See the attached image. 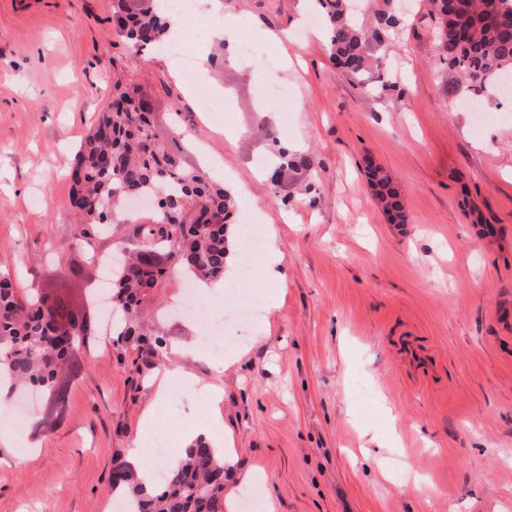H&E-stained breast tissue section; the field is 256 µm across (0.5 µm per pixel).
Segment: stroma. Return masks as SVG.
<instances>
[{
	"mask_svg": "<svg viewBox=\"0 0 512 512\" xmlns=\"http://www.w3.org/2000/svg\"><path fill=\"white\" fill-rule=\"evenodd\" d=\"M399 33L362 77L328 60L310 0H224L264 37L288 42L266 58L209 69L233 100L227 125L201 124L161 53L132 58L112 31V0H0V271L22 292L65 293L102 319L97 256L127 239L113 225L96 257L70 249L68 172L112 101L136 85L159 134L180 144L176 114L196 128L190 166L218 164L246 190L266 249L260 280L239 293L263 304L258 324L233 322L223 363L192 351L195 324L169 281L143 304L166 345L114 343L99 333L85 368L61 375L63 414L37 403L38 433L0 410V512H114V469L132 462L146 417L184 448L212 426L236 462L224 512H512V95L470 96L440 61L421 0H398ZM288 99L268 95L270 78ZM502 113L476 133L477 110ZM304 154L280 203L272 139ZM384 168L407 221L374 205L366 164ZM278 255L282 275L267 265ZM180 369L219 400L171 377Z\"/></svg>",
	"mask_w": 512,
	"mask_h": 512,
	"instance_id": "1",
	"label": "stroma"
}]
</instances>
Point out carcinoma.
Here are the masks:
<instances>
[{"label":"carcinoma","instance_id":"cac0c4a2","mask_svg":"<svg viewBox=\"0 0 512 512\" xmlns=\"http://www.w3.org/2000/svg\"><path fill=\"white\" fill-rule=\"evenodd\" d=\"M328 28L329 57L352 76L379 66L375 54L383 35L397 24L390 0L374 12L368 29L356 20L351 0H315ZM435 21L437 50L448 70L459 74L468 90L480 96L492 84L512 75V0H427ZM112 18L118 37L133 58L156 51L172 36L162 0H112ZM281 170H306L308 158L277 146ZM366 177L378 205L394 224L407 217L389 175L367 164ZM71 211L78 221L72 244L95 248L102 228L132 224L136 236L151 242L153 256L138 251L118 265L112 281V304L121 319L112 335L116 342L154 337L144 328L140 305L163 282L183 275L195 282L224 279L231 252L228 225L237 223L235 194L205 171L185 166L155 130L148 104L138 87L114 85L109 111L81 142L71 170ZM151 192L160 199L153 212L127 217L123 205ZM180 214L183 231L172 236L167 218ZM92 334L86 316L59 293L20 295L10 274L0 272V400L14 388L28 386L52 395L63 406L65 390L56 387L61 371L72 375L83 369L81 348ZM224 456L199 438L181 461L168 469L148 493L134 472L119 470L111 490L125 497L127 512H224Z\"/></svg>","mask_w":512,"mask_h":512}]
</instances>
